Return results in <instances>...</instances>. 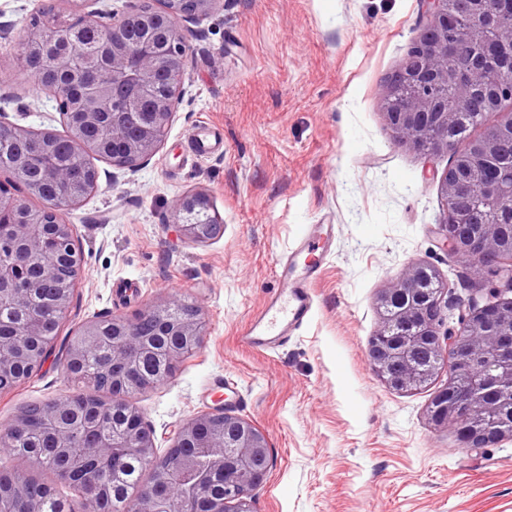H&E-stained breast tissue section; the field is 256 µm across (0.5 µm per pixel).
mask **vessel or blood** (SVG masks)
<instances>
[{
  "label": "vessel or blood",
  "mask_w": 512,
  "mask_h": 512,
  "mask_svg": "<svg viewBox=\"0 0 512 512\" xmlns=\"http://www.w3.org/2000/svg\"><path fill=\"white\" fill-rule=\"evenodd\" d=\"M316 235V227H309L295 247V256L277 265L280 288L244 327L239 337L243 346L261 352L274 349L309 319L313 304L312 284L318 268L313 264L299 265L297 256L310 249Z\"/></svg>",
  "instance_id": "vessel-or-blood-1"
}]
</instances>
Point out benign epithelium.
<instances>
[{"label":"benign epithelium","instance_id":"1","mask_svg":"<svg viewBox=\"0 0 512 512\" xmlns=\"http://www.w3.org/2000/svg\"><path fill=\"white\" fill-rule=\"evenodd\" d=\"M99 0H56L58 10H49L39 27L26 25L19 40V54L44 93L55 103L60 120L67 127V146L74 156L102 152L112 142V160L118 168L136 170L150 163L168 134L176 103L185 94L184 77L187 44L181 23H201L224 10L225 0H190L191 9H182L183 0H163L160 10L146 11L140 6L118 14L111 22L101 21L103 10L89 9ZM512 0H474L469 15V31L484 33L489 41L512 43V32L502 37L492 13ZM423 25L419 38L407 58L387 85L385 99L398 97L402 106L385 112L396 137L418 147L435 138L434 148L448 146V133L461 139L468 126L461 117L462 107L472 94L482 91L495 99L512 97V57H490L475 49L472 64L448 69L456 40L457 16L448 11V0H423ZM100 31L101 50L90 67L78 64L75 55L60 56L53 65L45 61L50 44L71 45L81 39L85 29ZM461 86L466 93L454 98L448 108V86ZM506 120L485 126V138L478 150L488 158L480 180L469 183L452 172L440 179L445 198L475 195L480 207V223L471 222L465 210L447 212L439 231L443 245L451 254L467 260L466 270L481 287L496 281L512 289V214L502 201L512 196V159L498 154L501 134L512 131V113ZM100 134L97 140L88 133ZM53 136L41 137L17 125L0 120V173H8L26 184L27 191L40 199L42 206L30 209L14 196L7 182L0 183V240L9 243L14 263L0 269V297L18 312L30 315L38 300L60 316L69 311L73 285L61 283L54 294L43 297L47 283L57 279L59 268L69 263L81 265L75 251L72 225L64 212L94 189L97 171L82 174L62 160H55L35 171L32 160L52 150ZM174 223L192 237L200 236L203 220H212L208 197L199 192L177 200ZM446 285L435 268L420 263L380 295L382 324L368 347L370 364L391 388H408L427 379L445 361H451L448 385L436 394L432 411L436 424H457V438L464 448H484L502 438L512 437V298L468 309L458 324L450 327L442 308ZM154 315L162 316L160 331H170L186 346H200L204 326L197 308L175 298L159 305L148 304L132 319L112 316V346H106L103 325L94 320L85 324L83 339L71 347L63 368L73 376L92 356L125 373L122 392L112 399V410L126 423L112 429V440L97 439L80 449L85 467L80 471L60 466L56 471L74 479L94 468L107 450L116 458L125 453L137 455L154 475L140 493L125 500L122 512H163L174 483L192 482L199 489L204 482L195 479L191 465L201 459L224 474V487L234 495L233 512H252L251 490L263 484L269 474L265 465L268 446L262 431L250 422L222 408L197 415L178 427L167 452L156 454L153 430L141 410L128 397L154 384L139 379L134 361L155 356L152 342L138 337L137 324ZM27 324L19 326L18 336L0 338V373L10 371L19 349L18 337L40 336ZM185 349L164 352L159 378L168 380L171 369L184 358ZM76 397L68 395L43 406V413L56 416L74 406ZM74 432L59 427L54 434L55 448L73 447Z\"/></svg>","mask_w":512,"mask_h":512}]
</instances>
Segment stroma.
<instances>
[{
  "instance_id": "obj_1",
  "label": "stroma",
  "mask_w": 512,
  "mask_h": 512,
  "mask_svg": "<svg viewBox=\"0 0 512 512\" xmlns=\"http://www.w3.org/2000/svg\"><path fill=\"white\" fill-rule=\"evenodd\" d=\"M52 3L0 0V110L61 134L16 48ZM421 25L420 0H228L184 27L186 94L159 152L134 172L96 161L97 189L65 213L82 254L65 329L173 297L199 309L200 350L135 403L162 452L219 406L259 428L273 466L255 512H512V437L461 447L429 414L447 368L425 389L397 391L367 357L379 297L413 265L447 281L453 314L470 305L465 266L439 235L452 154L399 142L384 113L386 82ZM204 121L224 148L200 156L192 135ZM195 192L221 224L203 241L173 222L175 202ZM309 224L333 227L309 320L276 349L241 346L278 286L276 259ZM73 388L49 358L0 394V425Z\"/></svg>"
}]
</instances>
